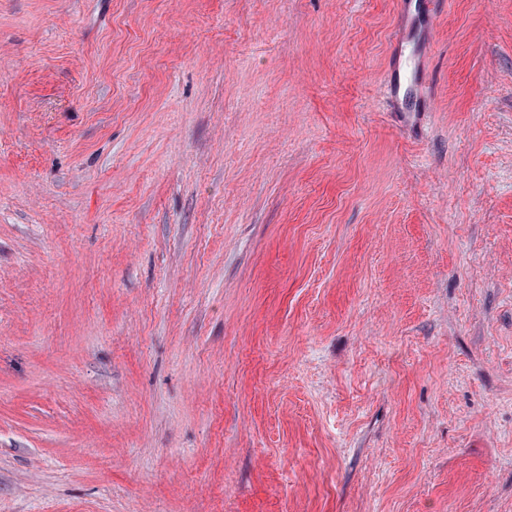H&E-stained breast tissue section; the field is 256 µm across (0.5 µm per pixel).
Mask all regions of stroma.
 Returning <instances> with one entry per match:
<instances>
[{
  "mask_svg": "<svg viewBox=\"0 0 512 512\" xmlns=\"http://www.w3.org/2000/svg\"><path fill=\"white\" fill-rule=\"evenodd\" d=\"M435 8L0 0V512H512V0Z\"/></svg>",
  "mask_w": 512,
  "mask_h": 512,
  "instance_id": "obj_1",
  "label": "stroma"
}]
</instances>
